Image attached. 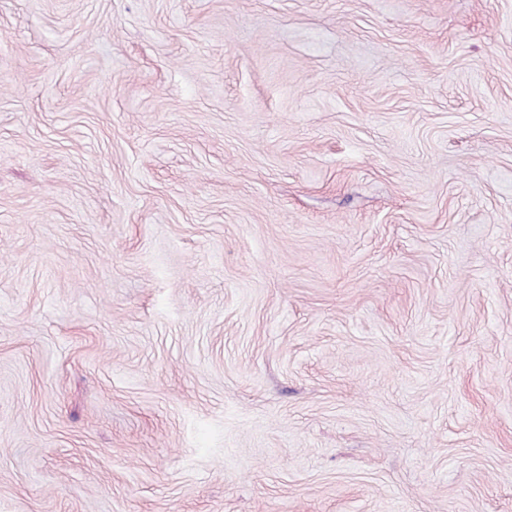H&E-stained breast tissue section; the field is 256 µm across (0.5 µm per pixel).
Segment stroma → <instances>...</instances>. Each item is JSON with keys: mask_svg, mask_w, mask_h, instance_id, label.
<instances>
[{"mask_svg": "<svg viewBox=\"0 0 512 512\" xmlns=\"http://www.w3.org/2000/svg\"><path fill=\"white\" fill-rule=\"evenodd\" d=\"M0 512H512V0H0Z\"/></svg>", "mask_w": 512, "mask_h": 512, "instance_id": "obj_1", "label": "stroma"}]
</instances>
